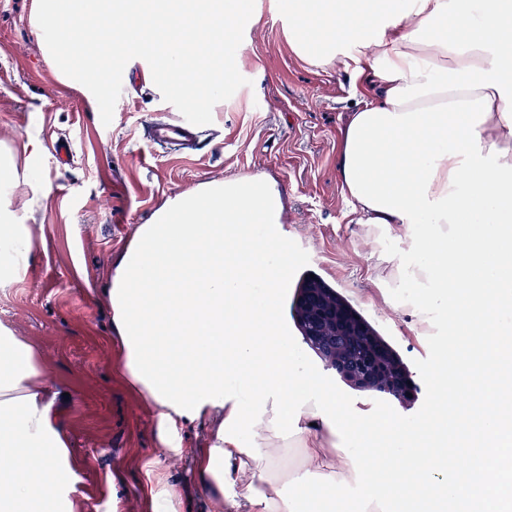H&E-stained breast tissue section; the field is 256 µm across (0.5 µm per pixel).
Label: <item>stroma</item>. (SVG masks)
I'll list each match as a JSON object with an SVG mask.
<instances>
[{
    "mask_svg": "<svg viewBox=\"0 0 512 512\" xmlns=\"http://www.w3.org/2000/svg\"><path fill=\"white\" fill-rule=\"evenodd\" d=\"M289 22L287 0H255L235 56L247 84L214 106L195 156L181 158L144 137L150 122L180 115L148 78L146 61L127 63L113 120L103 124L81 84L53 66L38 37L35 0H0V156L11 157L18 178L35 170L51 188L30 203L22 192H0V210L32 238L19 276L0 286V324L37 345L71 404L63 424L76 473L74 512H153L152 494L162 486L173 493L174 512H225L223 496L194 475L212 426L181 425V453H168L157 411L115 372L119 346L103 294L139 228L156 223L182 192L241 177L270 184L287 237L301 239L322 274L379 324L419 390L404 407L352 390L328 370L325 382L380 426L398 414L417 421L430 409L429 373L448 348V328L438 325L420 343L410 308L398 302L402 288L377 279L379 258L404 254L407 243L392 235L368 241L342 191L340 131L360 93L344 64L299 58ZM31 138L40 144L32 159L23 150ZM60 139L72 149L63 166L51 152Z\"/></svg>",
    "mask_w": 512,
    "mask_h": 512,
    "instance_id": "obj_1",
    "label": "stroma"
}]
</instances>
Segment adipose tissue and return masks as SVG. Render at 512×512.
Masks as SVG:
<instances>
[{"label": "adipose tissue", "instance_id": "obj_1", "mask_svg": "<svg viewBox=\"0 0 512 512\" xmlns=\"http://www.w3.org/2000/svg\"><path fill=\"white\" fill-rule=\"evenodd\" d=\"M288 11L297 54L323 52L365 80L338 175L367 236L408 240L412 262L377 270L422 288L415 336L427 340L436 316L448 323L451 350L431 375L438 410L378 430L301 366L279 326L288 249L270 228L277 201L256 177L230 195L181 193L140 230L106 291L117 371L168 429L214 420L195 476L229 512H302L320 491L352 486L361 512H381L389 490L402 512L440 493L512 512V355L493 316L512 306V0H288ZM30 251V234L0 211V285ZM462 402L481 433L466 456L442 440L466 428L451 414ZM67 408L42 354L0 325V452L18 462L0 470V512H73ZM349 434L387 446L354 454L339 445Z\"/></svg>", "mask_w": 512, "mask_h": 512}]
</instances>
